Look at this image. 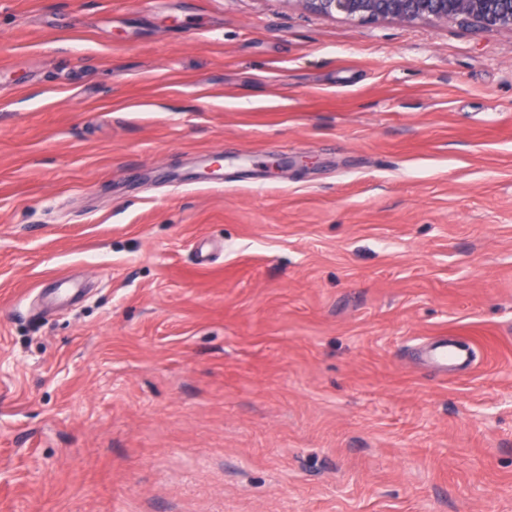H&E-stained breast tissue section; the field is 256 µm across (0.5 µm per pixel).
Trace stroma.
<instances>
[{
  "label": "stroma",
  "instance_id": "obj_1",
  "mask_svg": "<svg viewBox=\"0 0 512 512\" xmlns=\"http://www.w3.org/2000/svg\"><path fill=\"white\" fill-rule=\"evenodd\" d=\"M0 512H512V31L0 0ZM471 353L468 349L457 345L447 338L432 342L431 348L426 351L425 362L435 372L447 373L448 362H468Z\"/></svg>",
  "mask_w": 512,
  "mask_h": 512
}]
</instances>
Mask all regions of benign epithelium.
<instances>
[{"label": "benign epithelium", "instance_id": "7a95c632", "mask_svg": "<svg viewBox=\"0 0 512 512\" xmlns=\"http://www.w3.org/2000/svg\"><path fill=\"white\" fill-rule=\"evenodd\" d=\"M309 10L361 21L462 22L512 31V0H299Z\"/></svg>", "mask_w": 512, "mask_h": 512}]
</instances>
